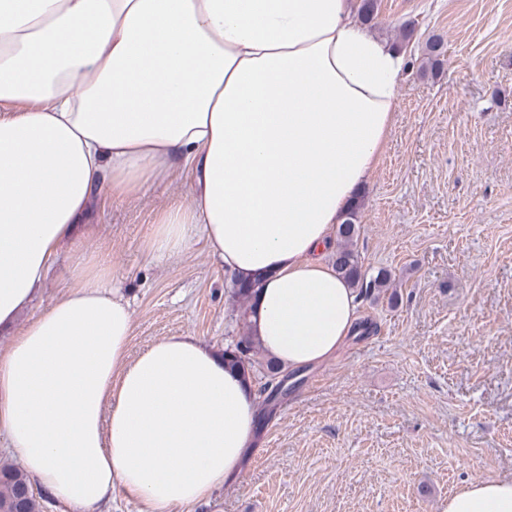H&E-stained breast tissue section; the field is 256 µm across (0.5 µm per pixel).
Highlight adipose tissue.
I'll return each mask as SVG.
<instances>
[{
    "label": "adipose tissue",
    "instance_id": "ef3b65f1",
    "mask_svg": "<svg viewBox=\"0 0 512 512\" xmlns=\"http://www.w3.org/2000/svg\"><path fill=\"white\" fill-rule=\"evenodd\" d=\"M404 53L367 32L355 0H0V431L66 512L121 490L143 512L210 502L256 434L252 379L195 336L128 358L132 313L81 273L14 329L98 191L126 198L185 161L149 259L203 234L251 317L293 369L356 329V294L326 261L376 169ZM447 512H512L485 479Z\"/></svg>",
    "mask_w": 512,
    "mask_h": 512
}]
</instances>
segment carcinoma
Listing matches in <instances>:
<instances>
[{
	"label": "carcinoma",
	"mask_w": 512,
	"mask_h": 512,
	"mask_svg": "<svg viewBox=\"0 0 512 512\" xmlns=\"http://www.w3.org/2000/svg\"><path fill=\"white\" fill-rule=\"evenodd\" d=\"M427 64L432 68H440L445 63L444 42L434 40L426 45ZM356 212L351 210L343 218L338 228L336 249L333 252V264L338 274L348 284L358 291V295L365 298L378 295L392 286L391 273L384 269L370 275L363 269L355 251L357 226L355 224ZM260 283L257 281H233L232 294L237 304V313L241 334L239 340L228 344L224 348V360L231 366L237 365L254 368L255 355L259 347L251 333L249 316L252 309V300ZM268 380L257 389L261 406L266 407L284 394V380L276 379L280 373L279 368L272 362L267 363ZM48 498L34 489L22 470L13 464L0 465V512H43Z\"/></svg>",
	"instance_id": "cac0c4a2"
}]
</instances>
